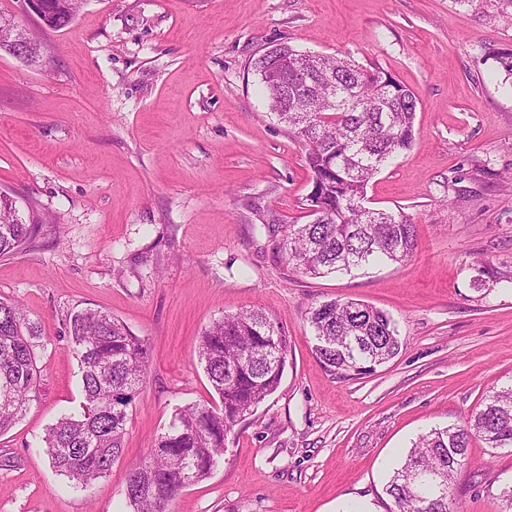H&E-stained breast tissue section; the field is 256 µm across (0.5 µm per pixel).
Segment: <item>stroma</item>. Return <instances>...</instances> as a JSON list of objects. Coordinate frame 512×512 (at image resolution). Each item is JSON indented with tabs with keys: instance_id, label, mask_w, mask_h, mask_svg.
<instances>
[{
	"instance_id": "35a3bbf8",
	"label": "stroma",
	"mask_w": 512,
	"mask_h": 512,
	"mask_svg": "<svg viewBox=\"0 0 512 512\" xmlns=\"http://www.w3.org/2000/svg\"><path fill=\"white\" fill-rule=\"evenodd\" d=\"M40 30L50 63L0 52V190L45 222L0 258V298L41 328L26 413L0 434V512H125L129 468L175 408L216 404L198 348L208 326L253 309L290 343L278 389L235 426L211 475L174 512H393L389 477L426 431L461 423L512 383V84L491 53L512 48L496 0H85ZM288 43L379 66L419 104L411 147L367 186L402 210L418 246L400 264L309 277L281 261L274 230L304 223L305 148L270 115L251 61ZM490 263L504 279L483 280ZM334 299L388 313L402 343L343 379L313 352L309 311ZM92 308L144 339L149 367L124 450L85 490L38 447L79 413L66 324ZM512 451L472 440L459 512H512Z\"/></svg>"
}]
</instances>
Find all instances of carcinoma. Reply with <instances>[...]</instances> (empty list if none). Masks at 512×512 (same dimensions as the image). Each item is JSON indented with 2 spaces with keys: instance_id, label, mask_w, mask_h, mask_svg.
I'll list each match as a JSON object with an SVG mask.
<instances>
[{
  "instance_id": "1",
  "label": "carcinoma",
  "mask_w": 512,
  "mask_h": 512,
  "mask_svg": "<svg viewBox=\"0 0 512 512\" xmlns=\"http://www.w3.org/2000/svg\"><path fill=\"white\" fill-rule=\"evenodd\" d=\"M40 20L51 30L68 26L77 0H41ZM498 71L512 80V48L493 54ZM252 69L271 114L305 147L312 188L303 206L311 220L284 224L278 252L306 276L350 274L378 263L400 264L417 248L416 225L397 210H362L367 185L384 162L410 148L416 94L381 67L366 68L345 56L309 54L288 43L257 56ZM333 84L336 109L295 112L278 84ZM11 204L0 199V256L31 243L40 217L12 222ZM314 352L339 377L365 375L400 351L392 318L357 300H330L310 311ZM67 333L79 366L83 402L78 414L49 425L42 442L54 471L85 488L105 476L122 454L139 385L149 363L147 343L112 316L92 309L70 315ZM38 326L16 302L0 300V433L29 408L37 385ZM199 361L220 404L175 410L147 460L129 469L127 512H171L181 491L208 477L224 454L234 427L278 388L288 359V336L260 311L226 315L202 333ZM493 450L512 449V385L487 394L462 424L432 429L393 471L386 494L396 512H456L453 486L471 441Z\"/></svg>"
}]
</instances>
